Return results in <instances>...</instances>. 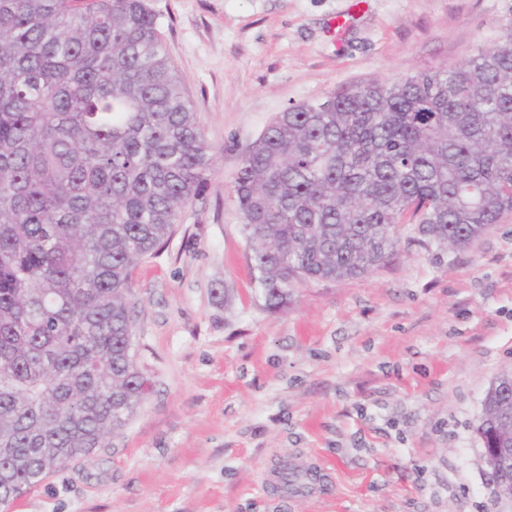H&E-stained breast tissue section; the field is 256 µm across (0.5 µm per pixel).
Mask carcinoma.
<instances>
[{"instance_id":"cac0c4a2","label":"carcinoma","mask_w":512,"mask_h":512,"mask_svg":"<svg viewBox=\"0 0 512 512\" xmlns=\"http://www.w3.org/2000/svg\"><path fill=\"white\" fill-rule=\"evenodd\" d=\"M211 147L150 0H0V507L145 401L132 271ZM232 193L266 310L386 266L400 224L462 248L512 213V26L461 64L277 113ZM483 422L512 448V389Z\"/></svg>"}]
</instances>
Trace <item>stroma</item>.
Returning <instances> with one entry per match:
<instances>
[{
  "label": "stroma",
  "mask_w": 512,
  "mask_h": 512,
  "mask_svg": "<svg viewBox=\"0 0 512 512\" xmlns=\"http://www.w3.org/2000/svg\"><path fill=\"white\" fill-rule=\"evenodd\" d=\"M214 166L132 273L144 404L6 512H512L476 427L512 372V214L463 248L402 224L397 256L265 310L232 180L275 113L458 64L512 0H151ZM229 291L220 299L218 289ZM322 465L323 489L261 475Z\"/></svg>",
  "instance_id": "35a3bbf8"
}]
</instances>
